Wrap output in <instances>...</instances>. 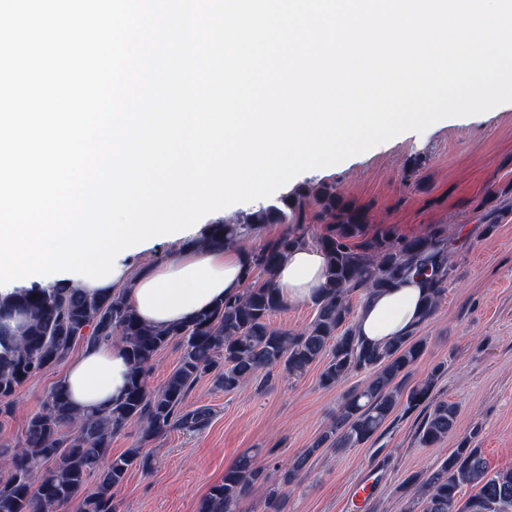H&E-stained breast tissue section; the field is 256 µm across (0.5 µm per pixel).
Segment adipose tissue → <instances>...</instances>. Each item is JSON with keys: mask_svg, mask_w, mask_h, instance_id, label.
I'll use <instances>...</instances> for the list:
<instances>
[{"mask_svg": "<svg viewBox=\"0 0 512 512\" xmlns=\"http://www.w3.org/2000/svg\"><path fill=\"white\" fill-rule=\"evenodd\" d=\"M245 252L227 248H178L159 266L132 271L120 264L117 277L103 285L81 281L84 290L98 295L123 291L140 319L165 329L191 321L218 299L239 293L244 286ZM326 257L314 246L289 250L277 274V286L287 302H307L325 282ZM427 298L420 278L411 277L395 287L370 295L356 318L360 339L383 345L416 327ZM124 346L117 341L91 344L67 364L61 382L74 408L98 411L117 404L129 377Z\"/></svg>", "mask_w": 512, "mask_h": 512, "instance_id": "1", "label": "adipose tissue"}]
</instances>
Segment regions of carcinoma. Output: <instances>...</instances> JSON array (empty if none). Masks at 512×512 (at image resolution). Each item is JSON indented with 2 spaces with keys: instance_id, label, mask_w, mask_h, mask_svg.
Wrapping results in <instances>:
<instances>
[{
  "instance_id": "obj_1",
  "label": "carcinoma",
  "mask_w": 512,
  "mask_h": 512,
  "mask_svg": "<svg viewBox=\"0 0 512 512\" xmlns=\"http://www.w3.org/2000/svg\"><path fill=\"white\" fill-rule=\"evenodd\" d=\"M314 202L320 206L316 217L330 224L328 233L316 241L327 258L326 279L312 301L316 316L303 329L276 327L270 320L286 307L275 286L276 269L289 249L308 244L294 231L249 253L246 286L240 294L167 330L143 324L120 291L103 299L56 283L34 285L1 299L0 415L11 410L30 380L65 360L79 342L119 339L131 372L124 398L108 410L76 411L59 383L45 394L17 445L0 448V512H116L115 499L129 470L150 467L142 445L173 430H199L209 423V408L187 405L190 390L206 376L232 392L279 366L290 375H301L321 361L325 387L355 372L369 374L362 388L344 398L327 430L281 473L277 487L268 493V512H282L280 489L304 480L316 451L366 444L400 406L425 411L418 443L437 447L453 430L458 414L455 403L435 397L442 365L426 378L409 382L426 342L412 332L382 346L364 344L352 323V295L384 291L417 274L428 290L422 320L429 319L454 271L452 243L439 228L405 237L389 227L368 237L365 209L327 185L298 189L251 213L244 224H303ZM238 236L239 225L217 222L209 225L203 243L230 247ZM16 316L23 318L18 336L5 326ZM174 339L181 342V360L162 387L152 388L149 378L157 356ZM130 427L138 430L140 446L111 455L112 438ZM477 436L475 432L463 440L430 473L405 479L412 490L406 512H512V469L489 470L475 445ZM94 475L97 481L90 488ZM269 481L266 467L244 454L224 472L222 482L211 487L198 512H240L253 490ZM463 485L476 489L465 500L460 496Z\"/></svg>"
}]
</instances>
